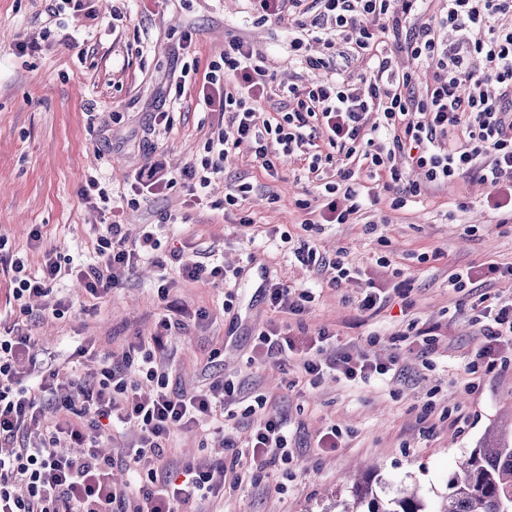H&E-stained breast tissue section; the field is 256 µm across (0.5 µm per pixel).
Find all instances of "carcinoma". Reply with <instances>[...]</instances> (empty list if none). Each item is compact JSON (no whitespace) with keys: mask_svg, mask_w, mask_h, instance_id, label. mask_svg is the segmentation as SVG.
<instances>
[{"mask_svg":"<svg viewBox=\"0 0 512 512\" xmlns=\"http://www.w3.org/2000/svg\"><path fill=\"white\" fill-rule=\"evenodd\" d=\"M352 497L340 512H512V435L471 449L431 508L416 488L381 496L370 480L357 483Z\"/></svg>","mask_w":512,"mask_h":512,"instance_id":"1","label":"carcinoma"}]
</instances>
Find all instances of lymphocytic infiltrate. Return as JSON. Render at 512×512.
Instances as JSON below:
<instances>
[{"label": "lymphocytic infiltrate", "instance_id": "1", "mask_svg": "<svg viewBox=\"0 0 512 512\" xmlns=\"http://www.w3.org/2000/svg\"><path fill=\"white\" fill-rule=\"evenodd\" d=\"M320 3V20L354 53L370 56L373 76L285 87L287 112L260 127L253 120L254 106L271 96L272 78L247 42H230L224 51L223 109L231 119L210 138L209 158L183 170L192 197L206 196L212 175L241 146H249L271 175L281 156L312 145L311 131L321 127L336 150L337 178L324 183L326 203L305 219V226L350 223L361 209L356 168L397 183L403 176L393 163L398 155L436 186L476 175L495 189L497 208L512 217V0H444L439 18L419 25L413 19L421 0ZM371 16L390 25L396 52L411 59L412 68H393L377 33L366 24ZM447 29L457 32L456 42H444ZM423 64L434 72L421 84L416 68ZM381 130L393 135L385 153L375 146ZM340 194L349 200L348 208L338 207ZM159 246L150 229L137 243H127L121 224L113 221L97 237L90 263L71 270L49 254L40 276L31 277L23 261L4 257L0 271L10 274L13 300L25 315L28 298L49 296L51 283L68 274L75 275L87 295L100 298ZM473 319L483 328L474 358L485 370H495L499 345L512 342V303L483 306ZM335 347L332 336L322 331L310 351L299 350L277 327L261 331L255 344L260 357L296 361L314 380L328 369L350 381L381 380L398 370L397 359H355L335 354ZM161 350V337H152L129 350L121 364H99L91 379L64 387L40 359L29 334L11 329L0 334V512H180L181 505L206 501L225 482H243V474L229 473L222 464L206 471L186 469L179 484L164 479L174 433L223 417L235 383L219 377L195 392L171 391ZM142 378L153 382L150 393H141ZM113 420L132 425L137 433L127 462L136 479L123 486L112 482L113 460L97 452L98 439ZM32 423L43 427L34 441L25 437ZM64 439L81 447V454L59 453ZM249 448L253 459L288 462L286 421L264 417ZM20 484L26 495H16Z\"/></svg>", "mask_w": 512, "mask_h": 512}]
</instances>
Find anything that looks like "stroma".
Wrapping results in <instances>:
<instances>
[{"label":"stroma","instance_id":"35a3bbf8","mask_svg":"<svg viewBox=\"0 0 512 512\" xmlns=\"http://www.w3.org/2000/svg\"><path fill=\"white\" fill-rule=\"evenodd\" d=\"M56 4L0 0V254L22 258L30 274L48 251L75 265L90 262L92 241L113 212L132 239L143 225H161L159 255L212 251L225 269L239 272L223 284L187 283L148 260L100 299L77 282L57 281L53 296L65 302L63 318L43 316L35 299L18 322L41 358L51 360L58 382L83 372L71 357L78 345L93 342L117 362L153 336L162 316L183 314L186 327L165 339L171 388L197 390L219 376L237 386L224 425H199L173 439L175 481L186 465L205 471L222 463L245 474L240 485L210 497L208 512H327L351 501L354 484L374 464L378 494L413 482L434 503L469 451L512 419V344L502 346L503 364L494 372L469 369L483 340L472 304L482 296L492 303L512 298V279L481 274L491 261L512 264V223L494 209V189L465 175L413 197L405 185L419 174L407 168L392 189L366 182L354 223L308 231L306 211L322 207L323 198L303 161L285 160L270 176L243 148L225 160L207 202L195 204L179 176L207 158V142L228 115L223 83L198 82L176 95L181 70L205 75L222 64L235 38L264 56L278 85L368 77L372 61L337 37L330 49L308 47L324 51L329 67L306 69L290 48L297 28L261 17L251 0H72L58 24L51 21ZM162 112L171 124L164 135L156 131ZM155 164L165 182L134 200L128 178ZM92 174L113 211L99 197H85ZM242 184L250 187L246 199L225 208V194ZM398 197L404 206H394ZM460 202L466 211L457 210ZM370 220L377 229L369 234ZM468 224L474 234H465ZM303 243L328 259L343 256L362 278L331 285L325 269L295 258ZM382 256L388 266L379 265ZM458 266L476 271L460 293L448 286ZM266 274L285 287L311 289L314 302L299 316L275 311L262 292ZM368 277L385 296L374 313L357 307ZM272 324L302 341L328 329L350 354L398 355L401 371L384 382L332 374L310 382L296 366L255 358L256 337ZM419 330L436 337L437 347L399 344ZM261 394L267 414L287 420L289 463L257 465L241 451L258 425L246 409ZM333 426L343 433L339 448H318V437Z\"/></svg>","mask_w":512,"mask_h":512}]
</instances>
